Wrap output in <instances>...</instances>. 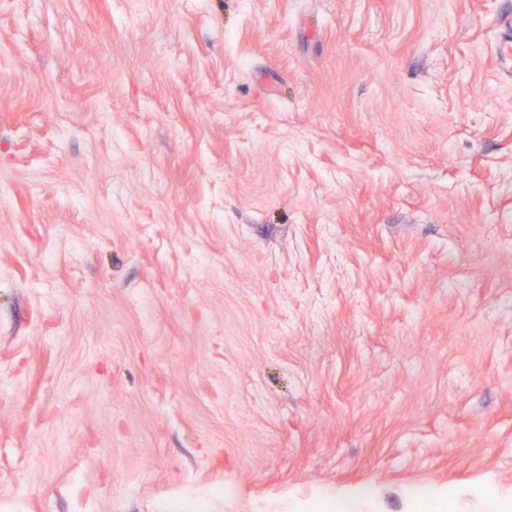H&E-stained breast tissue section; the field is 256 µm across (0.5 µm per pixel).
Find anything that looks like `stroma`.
<instances>
[{
    "instance_id": "35a3bbf8",
    "label": "stroma",
    "mask_w": 512,
    "mask_h": 512,
    "mask_svg": "<svg viewBox=\"0 0 512 512\" xmlns=\"http://www.w3.org/2000/svg\"><path fill=\"white\" fill-rule=\"evenodd\" d=\"M507 16L0 0V512H512Z\"/></svg>"
}]
</instances>
